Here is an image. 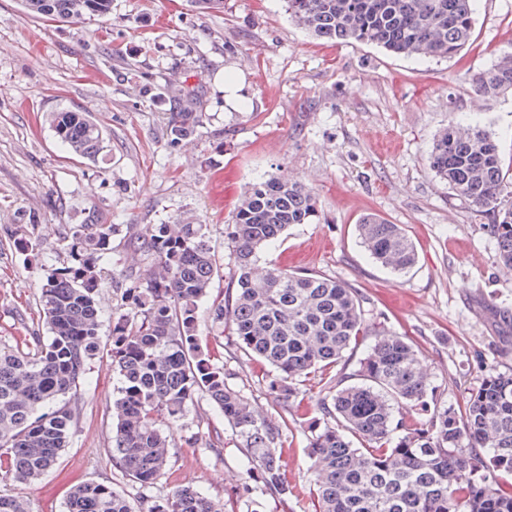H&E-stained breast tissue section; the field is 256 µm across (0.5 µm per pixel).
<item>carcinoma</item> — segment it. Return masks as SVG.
<instances>
[{
    "mask_svg": "<svg viewBox=\"0 0 512 512\" xmlns=\"http://www.w3.org/2000/svg\"><path fill=\"white\" fill-rule=\"evenodd\" d=\"M292 20L312 35L364 43L395 54L452 58L473 31V0H286ZM32 16L77 23L106 17L112 0H21ZM480 97L512 93V52L474 80ZM67 150L93 159L102 130L91 113H51ZM203 123L201 112H168L174 143ZM430 164L453 199L490 217L499 259L512 269V186L489 134L454 126L432 143ZM311 188L281 171L251 186L238 205L228 240L237 276L231 293L211 297L220 261L205 224H149L133 239L145 274L120 285L121 308L108 339L120 387L112 400V459L131 481L149 486L170 459L174 430L194 402L206 398L248 449V471L270 495L288 498L281 449L293 422L305 420L316 512H512V482L486 478L490 468L512 477V373H489L462 413L443 408L423 374L420 352L405 336L376 340L347 371L345 353L365 335L359 296L343 281L272 266L255 269L261 249L293 224L320 221ZM116 224H73L66 260L46 265L26 335L0 343V473L31 481L61 458L75 432L77 392L85 366L100 352L96 298ZM370 256L393 273L418 261L398 224L374 214L358 224ZM229 325L228 336L202 345L199 325ZM48 335H43V332ZM269 364L268 390L283 413L263 415L224 374V347ZM326 376L319 416L302 412L301 383ZM352 378L354 382L344 384ZM0 512H30L0 494ZM66 512H134L110 484L86 481L70 491ZM143 512H223L186 486L147 503Z\"/></svg>",
    "mask_w": 512,
    "mask_h": 512,
    "instance_id": "cac0c4a2",
    "label": "carcinoma"
}]
</instances>
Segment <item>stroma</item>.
I'll return each mask as SVG.
<instances>
[{
	"label": "stroma",
	"instance_id": "1",
	"mask_svg": "<svg viewBox=\"0 0 512 512\" xmlns=\"http://www.w3.org/2000/svg\"><path fill=\"white\" fill-rule=\"evenodd\" d=\"M512 51V0H476L468 44L454 57L394 55L369 44L327 42L288 17L285 0H224L199 13L190 0H112V12L74 26L33 17L20 0H0V340L22 335L41 260H62L69 225H118L99 291L102 330L117 315L115 283L129 274L130 239L148 224L211 227L223 268L220 294L236 268L224 229L244 192L287 171L309 185L321 207L316 224L289 227L260 256L318 272L355 288L362 320L376 332L408 337L441 405L462 408L490 372L512 373V270L499 261L488 219L453 200L432 171V139L478 121L497 144L512 182V95L477 97L470 78ZM244 79L247 111L224 106V76ZM204 113L186 144L174 145L164 113ZM91 112L104 138L98 161L72 155L51 113ZM374 213L400 225L417 264L394 274L362 247L357 223ZM38 226L34 260L17 225ZM230 386L259 411L277 413L266 388L268 364L224 352ZM119 384L107 351L77 389L74 437L41 479H0V494L32 512H65L70 489L112 482L132 506L191 485L224 512H315L307 427H290L282 466L287 504L255 489L232 429L224 446L186 445L198 425L224 418L199 399L152 487L123 476L112 461V400Z\"/></svg>",
	"mask_w": 512,
	"mask_h": 512
}]
</instances>
